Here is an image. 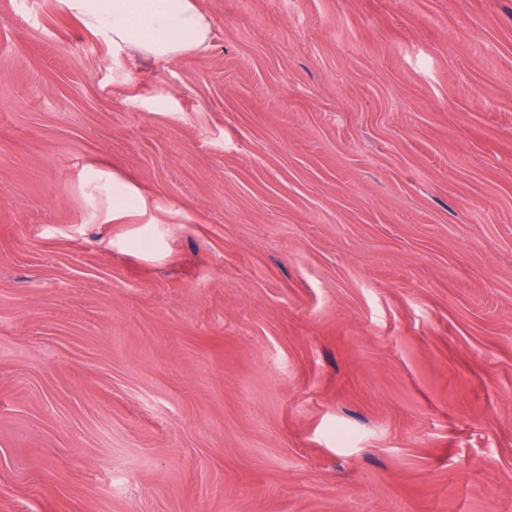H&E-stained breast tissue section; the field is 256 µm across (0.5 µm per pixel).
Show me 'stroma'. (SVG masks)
<instances>
[{
  "label": "stroma",
  "instance_id": "35a3bbf8",
  "mask_svg": "<svg viewBox=\"0 0 512 512\" xmlns=\"http://www.w3.org/2000/svg\"><path fill=\"white\" fill-rule=\"evenodd\" d=\"M198 2L0 0V512H512V0ZM68 13L112 46L168 59L206 48L212 27L197 0H63Z\"/></svg>",
  "mask_w": 512,
  "mask_h": 512
}]
</instances>
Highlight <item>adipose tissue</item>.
Segmentation results:
<instances>
[{"instance_id":"1","label":"adipose tissue","mask_w":512,"mask_h":512,"mask_svg":"<svg viewBox=\"0 0 512 512\" xmlns=\"http://www.w3.org/2000/svg\"><path fill=\"white\" fill-rule=\"evenodd\" d=\"M68 13L113 47L168 59L206 48L212 27L197 0H63Z\"/></svg>"}]
</instances>
